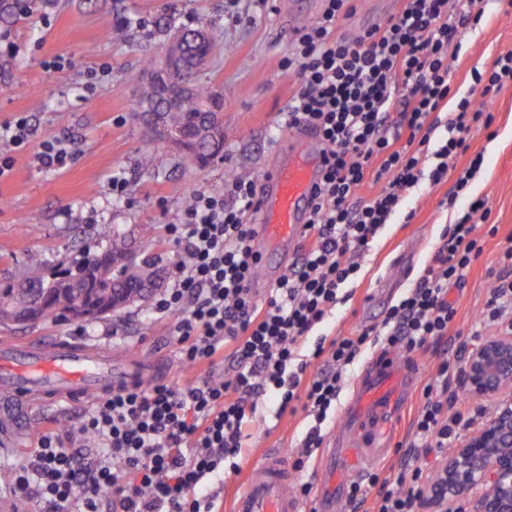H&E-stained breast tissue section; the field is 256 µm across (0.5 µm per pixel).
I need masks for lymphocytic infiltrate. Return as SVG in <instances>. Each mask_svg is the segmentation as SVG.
<instances>
[{
    "label": "lymphocytic infiltrate",
    "mask_w": 512,
    "mask_h": 512,
    "mask_svg": "<svg viewBox=\"0 0 512 512\" xmlns=\"http://www.w3.org/2000/svg\"><path fill=\"white\" fill-rule=\"evenodd\" d=\"M324 2L319 19L281 62L298 76L284 124L312 128L325 146L323 175L312 189L313 217L290 273L259 299L251 218L260 202L252 178L235 179L220 192H196L169 226L175 278L155 311L178 314L172 335L183 364L211 368L229 357L232 376L124 387L92 401L75 433L47 428L38 435L29 462L10 475L11 493L46 505L47 512H212L207 482L223 464L238 473L244 428L258 397L277 402L281 414L303 409L308 425L295 463L300 469L322 447L347 369L363 349L380 343L412 354L447 336L457 313L448 288L483 252L475 224L489 216L482 198L471 201L457 223L443 225L422 275L379 325L337 337L321 328L347 301L360 257L407 197L421 182L447 179L449 160L468 150L472 126L491 128L485 104L512 82V52L476 76L458 111L449 112L458 32L480 23L485 0H400L396 14L355 38L338 32L351 0ZM29 137L26 116L0 126V179ZM369 178L384 181V188L359 197ZM498 264L487 316L512 332L506 318L512 244ZM455 371L441 361L435 380L424 386L412 451L396 477L371 474L368 485L351 486V502L372 501V512H415L425 479L418 459L441 454L469 422L458 409L462 396L450 387ZM84 439L92 440V454L80 451Z\"/></svg>",
    "instance_id": "f902f5d3"
}]
</instances>
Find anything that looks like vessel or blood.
Here are the masks:
<instances>
[{"mask_svg": "<svg viewBox=\"0 0 512 512\" xmlns=\"http://www.w3.org/2000/svg\"><path fill=\"white\" fill-rule=\"evenodd\" d=\"M285 160L260 183L264 203L255 218L254 247L294 253L306 231L309 199L323 164L322 145L306 129L290 132L280 144ZM150 369L113 358L111 349L57 337L40 341L0 338V411L9 413L32 400L83 401L113 388L147 382ZM420 383L411 356L380 352L365 370L340 415L325 449L316 512H341L352 480L367 475L393 453L394 431ZM286 461L278 452L263 454L246 470L231 512H304L288 488Z\"/></svg>", "mask_w": 512, "mask_h": 512, "instance_id": "b4317fda", "label": "vessel or blood"}]
</instances>
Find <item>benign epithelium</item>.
<instances>
[{"instance_id":"1","label":"benign epithelium","mask_w":512,"mask_h":512,"mask_svg":"<svg viewBox=\"0 0 512 512\" xmlns=\"http://www.w3.org/2000/svg\"><path fill=\"white\" fill-rule=\"evenodd\" d=\"M181 50L182 38L176 36L163 49L158 65L145 74V83L171 97L192 86V77L171 85ZM151 117L156 138L173 142L186 153L192 150L187 136L168 131L156 114ZM99 314L95 300L81 298L67 319L92 320ZM459 381L472 400L490 402L493 409L429 472L416 512H512V332L465 348Z\"/></svg>"}]
</instances>
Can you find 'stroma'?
<instances>
[{"mask_svg":"<svg viewBox=\"0 0 512 512\" xmlns=\"http://www.w3.org/2000/svg\"><path fill=\"white\" fill-rule=\"evenodd\" d=\"M399 8L397 0H355L354 10L340 22L341 32L354 37L377 25ZM323 9L321 0H33L29 13L0 21V50L15 43L20 51L0 71V124L26 115L28 151L15 157L9 178L0 181V280L18 274L28 255L44 254L52 268L68 267L86 248L103 242V231L124 232L139 256L152 258L163 270V287L174 277V245L167 227L175 222L194 193L223 189L238 177L261 178L276 169L279 142L288 129L279 125L281 112L295 92L296 78L280 61L293 47L296 31L312 24ZM125 23L122 38L107 36L102 18ZM221 32L223 46L199 76L224 97V151L202 167L189 168L171 143L153 136L147 119L134 105L140 93L128 84V71L141 67L145 54H158L184 29ZM462 52L450 64L448 111H456L473 82L474 71H488L494 59L512 50V9L503 0H488L485 17L459 36ZM63 57L60 69L49 72L47 61ZM492 130L472 127L468 154L458 157L447 180L420 185L406 199L413 220L395 217L361 260L351 283V299L337 305L324 332L348 336L380 324L388 306L414 285L445 224L466 213L470 201L488 198L491 215L476 233L482 256L467 270L449 298L457 309L447 338L415 353L423 379L433 377L442 359L459 361L463 349L477 338L497 334L483 320L485 303L499 269L502 249L512 241V84L505 85L489 105ZM70 138L74 156L67 167L47 171L32 160L40 144ZM155 150L165 162L144 167L143 155ZM481 154L482 167L465 190L455 187L457 172L471 155ZM127 180L123 198L113 199L112 176ZM454 203L442 207L441 202ZM40 227L27 237L24 225ZM176 315L159 316L152 300L87 322L49 321L34 327L0 328V337L60 336L76 343L108 344L116 356L148 359L156 364L154 381L181 386L205 377H228L232 360L214 368L181 364L171 339ZM85 404L36 402L14 416L17 445L1 448L0 457L14 467L26 459L37 435L53 428L67 432L81 420ZM304 411L278 414L271 399L259 402L256 419L245 432L250 459L282 453L294 461L304 436Z\"/></svg>","mask_w":512,"mask_h":512,"instance_id":"35a3bbf8","label":"stroma"}]
</instances>
